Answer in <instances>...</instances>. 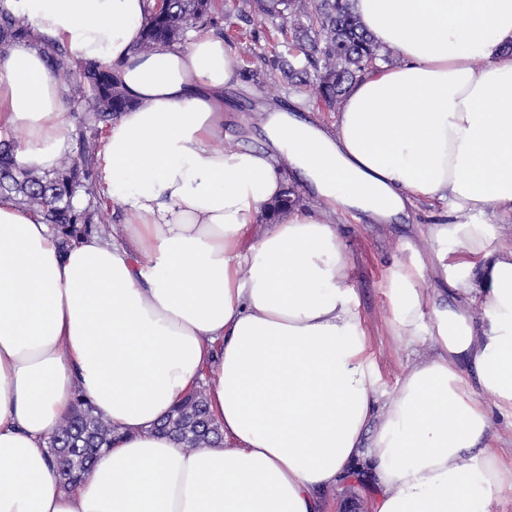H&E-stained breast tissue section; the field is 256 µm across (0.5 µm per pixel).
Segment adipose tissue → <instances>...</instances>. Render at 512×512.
I'll list each match as a JSON object with an SVG mask.
<instances>
[{
  "instance_id": "ef3b65f1",
  "label": "adipose tissue",
  "mask_w": 512,
  "mask_h": 512,
  "mask_svg": "<svg viewBox=\"0 0 512 512\" xmlns=\"http://www.w3.org/2000/svg\"><path fill=\"white\" fill-rule=\"evenodd\" d=\"M399 53L332 127L278 108L258 148H215L240 63L223 36L139 49L147 0H0L33 41L0 50V126L49 171L70 130L37 41L111 70L131 107L100 154L127 216L61 250L0 199V512H321L367 472L373 512H490L512 496V0H352ZM320 203L264 223L282 168ZM439 208L388 280L391 336L423 345L382 395L336 219ZM431 290H424V280ZM207 384L222 444L154 424ZM87 400L115 429L75 484L47 441Z\"/></svg>"
}]
</instances>
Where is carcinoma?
<instances>
[{
  "mask_svg": "<svg viewBox=\"0 0 512 512\" xmlns=\"http://www.w3.org/2000/svg\"><path fill=\"white\" fill-rule=\"evenodd\" d=\"M257 10L288 22L279 31L286 53L274 55L272 65L294 87L313 86V94L328 107L339 104L350 85L377 69L380 47L354 13L351 0H254ZM214 0H163L150 8L139 45L155 51L181 41L188 32L212 20ZM33 39L29 27L0 12V45ZM52 76L83 98L94 121L92 135L78 139L76 156L51 171L17 165L14 141H0V197L40 214L55 226L62 249L99 231L103 215L91 206L79 208L78 195L98 193L95 178L98 135L129 106L112 74L92 63H73L57 45L46 47ZM156 431L179 440L189 449L211 448L223 441L220 426L211 417L206 394L197 390L178 403L156 425ZM112 442V424L77 399L72 414L49 440L60 477L77 480Z\"/></svg>",
  "mask_w": 512,
  "mask_h": 512,
  "instance_id": "1",
  "label": "carcinoma"
}]
</instances>
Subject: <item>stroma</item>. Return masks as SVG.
Segmentation results:
<instances>
[{"label": "stroma", "mask_w": 512, "mask_h": 512, "mask_svg": "<svg viewBox=\"0 0 512 512\" xmlns=\"http://www.w3.org/2000/svg\"><path fill=\"white\" fill-rule=\"evenodd\" d=\"M222 34L237 52L242 68L250 77L225 90L224 99L238 116L224 127V141L242 147L260 145L263 131L259 116L274 105L302 120L329 127L336 114L309 92H296L273 71L270 59L282 39L278 24L255 14L252 0H217ZM438 209L422 206L408 210L388 224H370L344 217V233L349 249V279L355 289L360 313L374 343L380 373L379 389L396 390L403 369L411 362V350L389 334L390 313L386 288L394 262L404 242H416L425 225L433 223Z\"/></svg>", "instance_id": "1"}]
</instances>
